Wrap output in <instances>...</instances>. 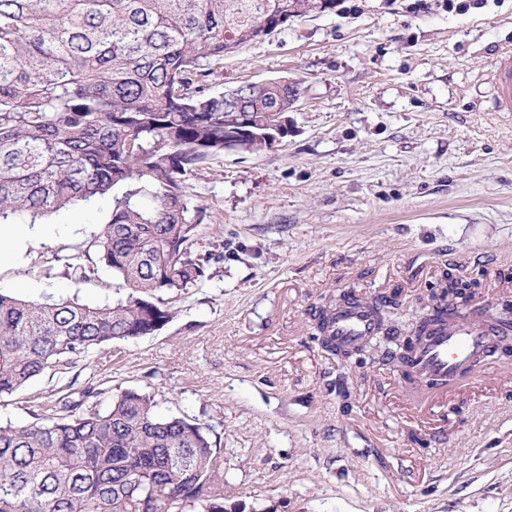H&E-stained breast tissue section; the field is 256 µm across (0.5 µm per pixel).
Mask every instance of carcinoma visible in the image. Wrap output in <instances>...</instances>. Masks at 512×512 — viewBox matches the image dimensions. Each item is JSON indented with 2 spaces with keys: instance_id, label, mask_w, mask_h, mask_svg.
I'll use <instances>...</instances> for the list:
<instances>
[{
  "instance_id": "1",
  "label": "carcinoma",
  "mask_w": 512,
  "mask_h": 512,
  "mask_svg": "<svg viewBox=\"0 0 512 512\" xmlns=\"http://www.w3.org/2000/svg\"><path fill=\"white\" fill-rule=\"evenodd\" d=\"M336 0H0V224L104 197L101 259L129 290L91 306L0 294V397L173 317L159 293L202 279L203 209L183 182L226 150L288 137L303 94L278 77L211 91L224 58ZM333 305L315 311L324 347ZM209 428L154 397L85 389L50 416L0 423V512H226Z\"/></svg>"
}]
</instances>
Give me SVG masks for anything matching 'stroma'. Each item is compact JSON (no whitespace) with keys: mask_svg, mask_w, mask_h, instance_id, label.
Returning <instances> with one entry per match:
<instances>
[{"mask_svg":"<svg viewBox=\"0 0 512 512\" xmlns=\"http://www.w3.org/2000/svg\"><path fill=\"white\" fill-rule=\"evenodd\" d=\"M504 44L512 0H336L225 58L213 91L288 76L303 94L283 142L224 151L184 182L204 210L188 246L205 278L164 293L174 316L154 335L0 399V421L133 389L211 428L230 512H512V382L482 372L419 410L396 364L342 363L312 317L351 290L397 298L405 321L447 274L474 302L512 303V112L487 109ZM111 209L37 220L19 251L0 242V293L123 297L84 251Z\"/></svg>","mask_w":512,"mask_h":512,"instance_id":"obj_1","label":"stroma"}]
</instances>
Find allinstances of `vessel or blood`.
<instances>
[{
    "mask_svg": "<svg viewBox=\"0 0 512 512\" xmlns=\"http://www.w3.org/2000/svg\"><path fill=\"white\" fill-rule=\"evenodd\" d=\"M493 88L490 108L495 112H512V48L497 52L489 72ZM375 317L370 303L360 297L336 307L330 332L337 345L350 349L365 341L373 332ZM512 341V332L495 324L491 308H484L481 318L449 321L433 331L413 352L409 371L429 379L433 393L458 387L473 372L493 365L512 362L501 346Z\"/></svg>",
    "mask_w": 512,
    "mask_h": 512,
    "instance_id": "vessel-or-blood-1",
    "label": "vessel or blood"
}]
</instances>
